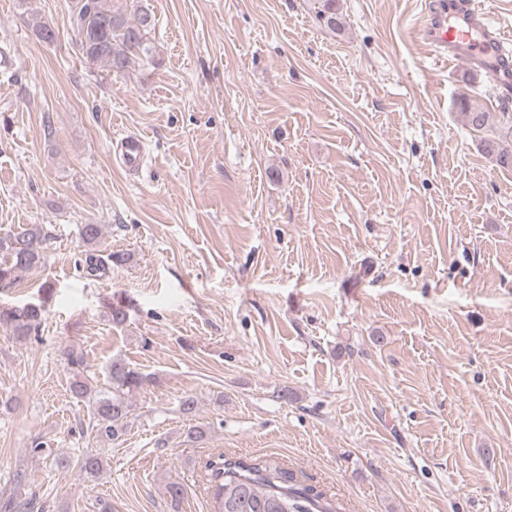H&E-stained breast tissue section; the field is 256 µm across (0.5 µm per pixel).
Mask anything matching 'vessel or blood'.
<instances>
[{
	"label": "vessel or blood",
	"instance_id": "obj_1",
	"mask_svg": "<svg viewBox=\"0 0 512 512\" xmlns=\"http://www.w3.org/2000/svg\"><path fill=\"white\" fill-rule=\"evenodd\" d=\"M488 14L477 0H436L421 34L430 53L448 49L493 71L502 87L512 86V38L490 31ZM125 168L135 170L144 160V140L123 137L117 144Z\"/></svg>",
	"mask_w": 512,
	"mask_h": 512
}]
</instances>
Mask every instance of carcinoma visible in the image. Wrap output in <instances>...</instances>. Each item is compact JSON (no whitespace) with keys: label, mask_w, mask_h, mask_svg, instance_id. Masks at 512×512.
Here are the masks:
<instances>
[{"label":"carcinoma","mask_w":512,"mask_h":512,"mask_svg":"<svg viewBox=\"0 0 512 512\" xmlns=\"http://www.w3.org/2000/svg\"><path fill=\"white\" fill-rule=\"evenodd\" d=\"M318 20L334 31L341 25L336 0H320ZM76 45L82 56L106 65L116 74L123 72L135 57H148L151 46L146 34L154 25L146 12L130 22L112 10L107 0H76ZM469 127L485 133L480 142L482 152L504 168L512 167V113L503 111L498 122L491 112L467 95L459 97ZM46 237L39 224L22 227L0 236V288H9L22 275L44 260L40 243ZM42 306L27 304L0 311V326L17 336L38 332ZM73 366L70 392L89 403L94 429L109 441L125 434L132 409V395L145 381L144 375L122 358H115L107 368L106 381L100 383L87 375L83 357L70 354ZM80 468L87 477L96 479L103 472V462L95 454H86ZM218 512H335V508L317 486L302 482L297 475L273 459L226 460L219 455L206 463ZM33 498L11 496L0 499V512H29Z\"/></svg>","instance_id":"cac0c4a2"}]
</instances>
